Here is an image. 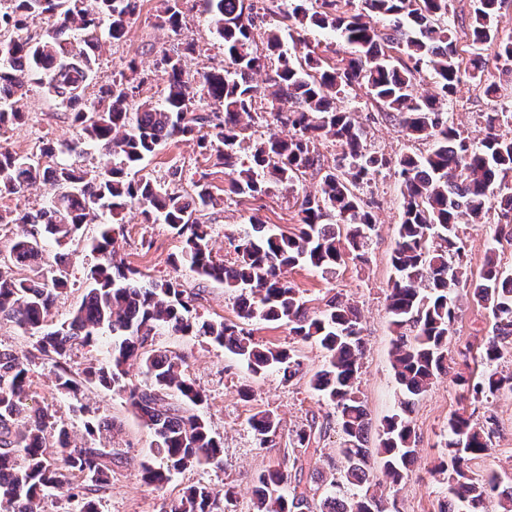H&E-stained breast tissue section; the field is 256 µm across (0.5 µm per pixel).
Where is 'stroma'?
<instances>
[{
    "label": "stroma",
    "instance_id": "stroma-1",
    "mask_svg": "<svg viewBox=\"0 0 512 512\" xmlns=\"http://www.w3.org/2000/svg\"><path fill=\"white\" fill-rule=\"evenodd\" d=\"M159 0H140L126 38L119 43L104 44L98 53L97 83L111 80L113 74L125 69L129 61H136L140 72L148 74L149 81L142 94L159 97L165 86L164 75L156 68L162 50L172 48L177 38L156 25ZM185 35L193 38L203 49L202 54L188 57L189 70L224 67V49L212 32L200 0H183ZM489 75L499 87L497 97L485 96L481 87L463 80L448 104L454 121L472 140L482 136L478 113L512 107V77L500 69L490 68ZM344 104L354 111L362 124L370 151L395 159L412 151H422L423 143L408 139L398 126L372 122L374 107L363 91L350 92ZM26 112L24 123L0 129V146L20 154L31 152L45 133L59 139L72 140L76 130L66 116V108L50 99L38 87H31L18 103ZM181 166L183 177L178 187L191 190L200 175L222 189L218 205L208 210L206 220L211 227L213 253L217 259L231 263L236 259L228 234L239 231L249 217L256 215L282 231H292L297 222L299 203L304 193L315 190L318 180L307 177L295 190L270 186L262 195L241 198L227 193V178L223 169L205 167L195 143L172 142L145 163L143 172L158 180L168 178L172 166ZM364 197L376 201L378 226L371 236L365 262H347L335 273L322 274L308 267L289 271L288 277L299 288L309 308H323L335 294L353 298L362 315V337L365 342L361 389L370 414L372 429L370 444H377L378 434L385 419L399 410V389L391 368L390 351L393 333L386 310V291L394 277L390 256L395 228L400 222V194L392 169L384 168L363 188ZM124 234L119 237V254L126 263L137 267L150 278L163 280L178 278L186 287H196L194 273L184 267H174L170 259L181 246L168 225L143 223L136 210L123 214ZM150 240V250H142L141 240ZM96 257L83 246H76L69 268L68 286L59 295L53 310L54 320L64 319L76 308L85 294V278ZM493 318L488 310L469 300H462L451 327L452 342L483 344L492 334ZM160 347L187 358L188 372L208 395L200 411L206 417L216 437L224 446L223 468H196L178 475L164 489L141 481L136 469H114L112 483L101 494L99 512H160L165 501L177 496L179 490L191 483H206L223 489L226 483L238 487L235 512H248L252 497L251 479L255 472L277 464L282 450L288 447L292 432L307 418H324L328 408L310 388L307 376L323 363L322 351L314 345L297 346L302 357L304 378L285 384L279 375L270 373L253 380L235 357L223 347L195 336H159ZM251 381L254 395L241 400L238 389L244 381ZM32 389L40 406L55 412L64 420L74 436H81L84 422L90 418L106 419L116 424L112 435L113 447L128 456L141 459L146 454L152 437L147 428L128 411L124 400L103 388L91 385L80 400L70 399L54 387V368L45 360L33 368ZM499 421L498 432L492 440L487 456L475 460V471L498 474L504 485H512V393L503 392L490 405ZM271 409L283 420L279 448L257 450L254 436L246 420L256 411ZM474 407L463 399L451 377L441 378L416 403L411 419L417 434L418 458L401 485L398 502L402 512H439L445 492L431 478L428 468L441 451L447 435L449 418L457 413L473 412Z\"/></svg>",
    "mask_w": 512,
    "mask_h": 512
}]
</instances>
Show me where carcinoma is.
I'll return each instance as SVG.
<instances>
[{
    "label": "carcinoma",
    "instance_id": "carcinoma-1",
    "mask_svg": "<svg viewBox=\"0 0 512 512\" xmlns=\"http://www.w3.org/2000/svg\"><path fill=\"white\" fill-rule=\"evenodd\" d=\"M0 9V129L21 123L17 96L34 83L71 109V122L82 132L80 143L119 158V164L83 170L60 161L77 144L43 137L36 150L19 155L0 149V195L20 194L41 183L48 189L40 207L0 210V224L16 229L9 257L0 260V324L18 327L31 340L24 355L0 350V512H39L44 498L62 494L71 512H96L98 495L110 485L112 467L129 462L100 441L112 423L89 420L80 441L64 423L32 403L29 364L49 360L55 387L77 396L96 381L122 395L131 412L150 431L156 465L139 462L142 481L156 488L187 469L224 466L222 442L197 407L207 395L186 374V357L159 346L164 332L199 336L235 356L254 377L275 371L288 383L302 371L297 350L256 340L249 325L273 322L289 335L319 346L324 364L309 380L319 399L333 410L341 442L329 463L325 492L303 483L318 442L331 428L330 418L311 417L295 431L291 451L253 479L252 512H389L380 493L383 479L397 486L414 463L417 436L410 407L460 359H473L477 376L455 374V383L474 403L488 404L512 391V374L499 361L512 351V274L490 248L478 276L465 264L464 229L497 217L494 241L512 242V192L503 183L512 172V134L502 126L512 113L481 112L483 136L474 144L448 119V97L456 94L462 74L484 87L489 59L512 66V34L499 31L497 18L505 0H473L462 32L473 51L459 53L458 37L448 24L450 0H289L279 24L268 28L266 49L276 56L274 74L258 51L254 30L264 17L245 0H203L215 36L224 43L229 66L187 70L193 41L159 65L166 84L159 100H142L145 78L137 67L102 84L88 95L96 77V53L102 40L122 41L139 0H3ZM34 15L49 19L38 39L22 37ZM157 25L184 34L181 0H161ZM324 30L339 49L329 58L303 32ZM292 47L285 48V37ZM430 74L435 91L421 94L417 80ZM266 74L262 81L256 76ZM364 91L380 108L378 115L398 125L406 136L428 143L426 152L393 161L366 148L354 114L340 106L341 96ZM266 112L288 137L273 133L245 149L244 133L255 116ZM192 140L200 155L224 169L228 191L255 198L275 183L290 190L308 174L318 177L315 192L303 196L295 231L277 232L256 217L228 239L236 253L228 265L214 258L209 227L202 213L217 205L208 183L193 182L181 193L150 177L127 179L160 147ZM332 140L341 162L321 163L318 145ZM393 165L402 199L401 222L391 253L394 280L387 294L393 327L392 367L402 400L401 412L387 417L377 450L368 448L369 418L361 397L363 339L354 302L337 294L312 311L288 279V271L307 266L332 271L346 260L364 261L377 219L361 189L383 167ZM135 207L145 224H166L180 238L172 263L189 268L199 283L216 282L237 293V320L201 319L191 314L200 288H185L177 278L148 279L117 258L116 224ZM87 224L98 226L85 247L100 256L86 274L81 304L66 319L50 321L52 308L68 281V254L62 249L82 237ZM60 252L45 267L47 242ZM466 286L473 303L489 310L492 336L471 356L469 346L450 347V329ZM112 337L109 364L89 362L80 372L68 359L103 335ZM140 364L145 380H126L124 366ZM256 447H279L281 419L259 410L247 419ZM498 420L455 415L448 420L444 452L430 474L446 491L441 512H512V487L499 490L494 474L479 475L471 463L490 450ZM236 487L224 493L196 483L163 505L162 512H226L236 501Z\"/></svg>",
    "mask_w": 512,
    "mask_h": 512
}]
</instances>
